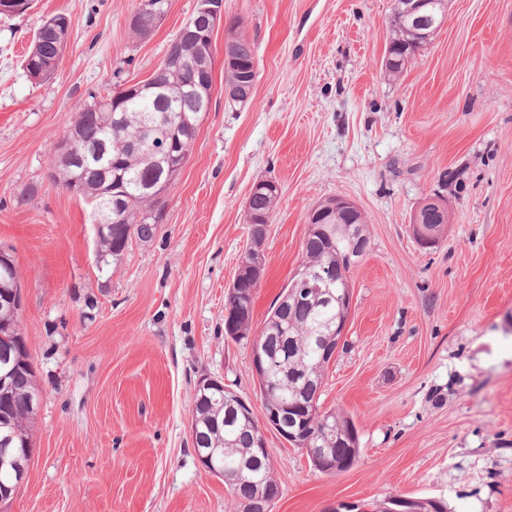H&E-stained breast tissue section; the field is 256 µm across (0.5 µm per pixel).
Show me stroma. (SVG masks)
<instances>
[{
  "label": "stroma",
  "mask_w": 512,
  "mask_h": 512,
  "mask_svg": "<svg viewBox=\"0 0 512 512\" xmlns=\"http://www.w3.org/2000/svg\"><path fill=\"white\" fill-rule=\"evenodd\" d=\"M136 3L36 0L0 16V243L40 390L27 474L0 512H239L190 424L204 375L263 413L250 343L224 338L263 177L280 200L253 332L302 266L313 206L349 198L369 238L320 399L353 419L360 459L327 475L267 431L272 512L391 495L512 512V0H448L396 79L382 68L393 0H224L256 46L253 102L225 101L218 27L211 108L163 220L102 273L90 209L53 180V160L91 94L151 76L197 0H170L143 39L128 27ZM58 12L72 29L61 65L31 79L23 57ZM437 194L449 222L425 250L410 220Z\"/></svg>",
  "instance_id": "1"
}]
</instances>
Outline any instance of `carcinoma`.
<instances>
[{
	"instance_id": "1",
	"label": "carcinoma",
	"mask_w": 512,
	"mask_h": 512,
	"mask_svg": "<svg viewBox=\"0 0 512 512\" xmlns=\"http://www.w3.org/2000/svg\"><path fill=\"white\" fill-rule=\"evenodd\" d=\"M152 3L153 10L160 12L169 0H139L135 12L142 14L144 27L133 30L139 38L152 33L149 24L152 17L144 14V2ZM239 22L228 26V41L236 45L235 66L224 69L225 87H236L241 96L254 88L257 71L253 70L256 50L254 43L238 32ZM423 30L403 15L390 20V36L385 54V72L399 76L406 64L417 53L416 46L424 44ZM186 65L214 60L212 44L190 42L181 50ZM185 77L168 69L154 72V81L164 87L166 99L155 101L149 97L123 101V123L110 126L102 121L99 112L82 111L72 122L81 129L82 139L95 143L107 141L106 157L86 156L77 163L57 162L54 179L76 198L87 201L106 191L111 181H103V175L113 171L118 175V187L124 193L125 204L117 222L106 225L97 235V254L104 266L121 257L132 238H152L155 225L141 221V212L153 206L147 194L151 183L160 177L161 171L152 163V156L145 153L143 141H152L161 148L167 144L179 120V109L191 112L193 101L185 94ZM278 204V195L265 193L250 200L252 212L272 220ZM352 225V237L338 236L324 231L315 224L308 228L303 251L302 267L309 271L328 268L338 281L349 279L350 267L347 256L355 247L367 249L365 221L357 215L343 219ZM20 307H0V327L7 325L13 334L0 337V378L5 387L0 389V448L10 452L0 457V483L14 482L27 470L32 443L28 424L36 414L37 385L34 367L27 353L24 339L18 330ZM253 305L232 310L231 316L238 332L234 342L252 340L265 346L271 353L264 378L258 380L263 407L275 406L286 413L303 403L307 410L305 429L309 447L317 457H336L346 463L337 469L341 473L350 469L360 458L359 439H351L357 433L354 422L334 411L321 409L320 398L325 384L329 361L321 353L319 337L336 329L339 307L321 293H298L283 290L265 321L261 332L250 337ZM194 449L206 454L217 452L215 476L224 479L231 495L243 505V512H253L261 498L260 487L274 486L273 469L269 457H256L255 424L245 421L224 404V396L218 392L196 390L192 409Z\"/></svg>"
}]
</instances>
